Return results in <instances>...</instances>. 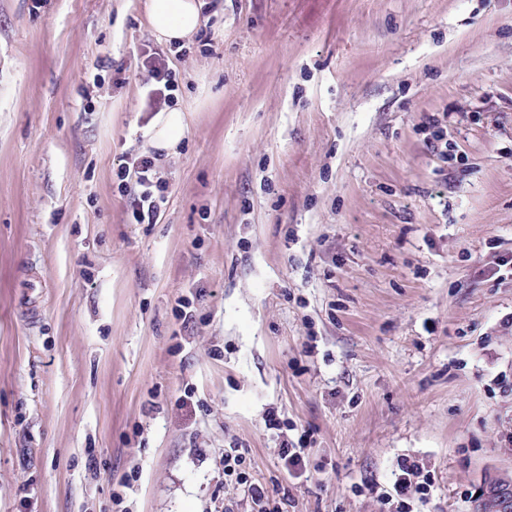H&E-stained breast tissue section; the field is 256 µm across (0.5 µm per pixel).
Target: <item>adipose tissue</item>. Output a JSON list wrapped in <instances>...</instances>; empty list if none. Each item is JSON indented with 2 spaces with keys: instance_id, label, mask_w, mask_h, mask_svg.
<instances>
[{
  "instance_id": "obj_1",
  "label": "adipose tissue",
  "mask_w": 512,
  "mask_h": 512,
  "mask_svg": "<svg viewBox=\"0 0 512 512\" xmlns=\"http://www.w3.org/2000/svg\"><path fill=\"white\" fill-rule=\"evenodd\" d=\"M149 29L162 43L190 41L201 26L198 0H147ZM190 126V114L175 102L157 112L146 131V144L157 159L176 155Z\"/></svg>"
}]
</instances>
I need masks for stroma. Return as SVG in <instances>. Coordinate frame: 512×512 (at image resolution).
<instances>
[{"label":"stroma","mask_w":512,"mask_h":512,"mask_svg":"<svg viewBox=\"0 0 512 512\" xmlns=\"http://www.w3.org/2000/svg\"><path fill=\"white\" fill-rule=\"evenodd\" d=\"M146 2L0 0V512H253L233 447L288 512H476L512 485V0H216L179 49ZM155 52L191 122L137 224ZM154 157H142L130 164H122L117 170V178L121 187L128 183V179H135L141 188L138 196L132 203V217L137 224L157 223L166 198L165 184L157 177ZM124 183V184H123ZM399 473L393 484L396 496L402 503L414 498H422L428 494L430 485L424 482H415L413 477L418 474V464L411 458H402L398 464Z\"/></svg>","instance_id":"stroma-1"}]
</instances>
